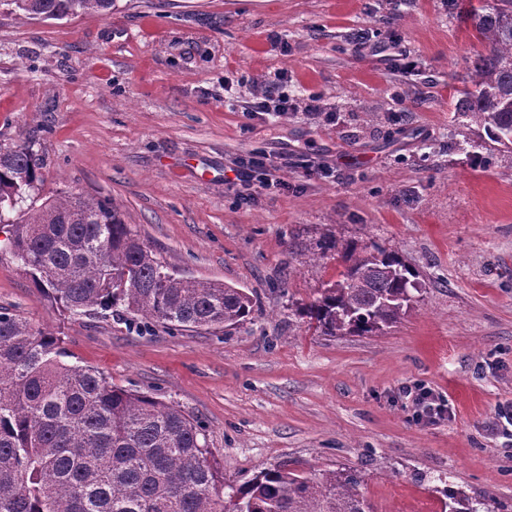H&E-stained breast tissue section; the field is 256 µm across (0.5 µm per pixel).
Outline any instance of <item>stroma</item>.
<instances>
[{
  "mask_svg": "<svg viewBox=\"0 0 512 512\" xmlns=\"http://www.w3.org/2000/svg\"><path fill=\"white\" fill-rule=\"evenodd\" d=\"M469 0H116L111 15L29 18L0 6V142L40 163L36 202L109 198L183 276L260 305L232 334L71 317L0 254V307L60 336L70 362L199 421L221 480L280 462L351 466L378 512H441L444 487L512 504V150L454 110L481 45ZM398 43L408 69L349 37ZM294 104L246 106L271 81ZM324 109L306 111L309 98ZM273 175L244 200L251 153ZM334 236L418 274L383 332L324 336L296 313L343 269L307 262ZM431 389L444 418L418 419ZM263 159H268L264 156H262V159L256 160V159H249L242 161L239 165V169H234L235 172V178L239 183H234V185H239L243 191L241 193L245 196V198L248 199H254V193L255 190H252V183H251V175L250 172L252 171L251 168L254 166H261L264 167L266 165V162H263ZM244 192H246L244 194ZM407 395L411 396L412 403L415 406L417 416L428 420L440 419L445 415L446 409L439 398L427 388H418L409 391Z\"/></svg>",
  "mask_w": 512,
  "mask_h": 512,
  "instance_id": "obj_1",
  "label": "stroma"
}]
</instances>
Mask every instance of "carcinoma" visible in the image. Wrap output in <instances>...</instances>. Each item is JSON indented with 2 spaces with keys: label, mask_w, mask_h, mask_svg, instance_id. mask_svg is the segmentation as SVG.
Here are the masks:
<instances>
[{
  "label": "carcinoma",
  "mask_w": 512,
  "mask_h": 512,
  "mask_svg": "<svg viewBox=\"0 0 512 512\" xmlns=\"http://www.w3.org/2000/svg\"><path fill=\"white\" fill-rule=\"evenodd\" d=\"M33 17L102 15L114 0H0ZM467 20L482 45L457 112L512 150V0H479ZM40 181L25 142L0 143V233L39 294L71 316H132L173 331L227 329L257 306L242 288L184 277L125 223L108 198L80 193L15 209ZM338 250L324 237L307 248L318 261ZM340 279L297 307L326 336L379 333L413 302L416 273L373 245L343 250ZM60 337L0 308V512H375L351 467L300 473L262 469L224 498L204 428L179 406L110 384L69 364ZM449 512H499L445 488Z\"/></svg>",
  "instance_id": "obj_1"
}]
</instances>
